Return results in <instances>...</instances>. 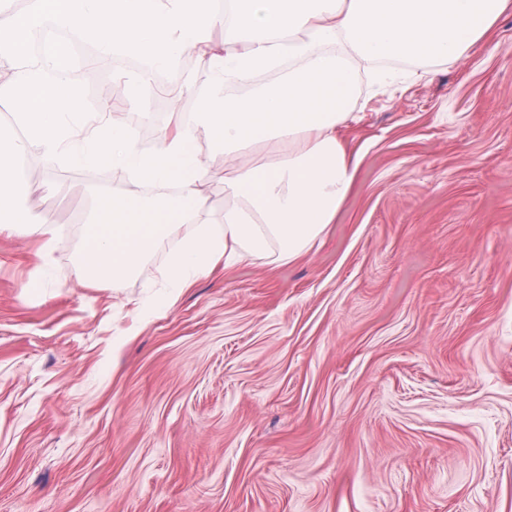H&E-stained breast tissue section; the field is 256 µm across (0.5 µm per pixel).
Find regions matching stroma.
<instances>
[{
    "mask_svg": "<svg viewBox=\"0 0 512 512\" xmlns=\"http://www.w3.org/2000/svg\"><path fill=\"white\" fill-rule=\"evenodd\" d=\"M496 40L362 84L360 183L308 253L147 318L174 238L84 282L95 195L136 188L46 159L50 255L0 234V512H512V10ZM189 78L115 117L166 126Z\"/></svg>",
    "mask_w": 512,
    "mask_h": 512,
    "instance_id": "1",
    "label": "stroma"
}]
</instances>
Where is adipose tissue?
Instances as JSON below:
<instances>
[{"label": "adipose tissue", "instance_id": "adipose-tissue-1", "mask_svg": "<svg viewBox=\"0 0 512 512\" xmlns=\"http://www.w3.org/2000/svg\"><path fill=\"white\" fill-rule=\"evenodd\" d=\"M0 0V65L11 71L0 98L13 121L0 125V229L40 237L54 231L21 206L28 185L21 157L42 155L85 170L123 171L156 197L99 194L81 250L84 279H124L141 268L156 243L184 233L160 276L176 298L182 288L220 264L295 258L336 223L358 181L361 159L340 135L353 122L359 72L335 51L372 62L437 64L496 50L494 26L512 0H27L14 12ZM223 28L224 40L212 33ZM51 28L91 42L99 55L122 53L141 66L124 93L149 111L155 72L193 52L206 86L193 121L173 113L150 150L135 130L99 108L91 127L77 124L84 102L72 90L73 63L62 45L41 55L26 46ZM299 67L283 69L284 58ZM282 71L271 87L254 88L262 73ZM247 86L231 97L229 84ZM224 151V210L208 212L203 186L214 177L200 141ZM273 146L255 158L251 147Z\"/></svg>", "mask_w": 512, "mask_h": 512}]
</instances>
